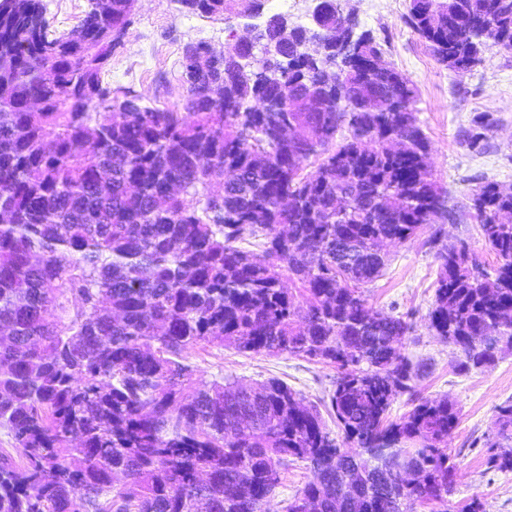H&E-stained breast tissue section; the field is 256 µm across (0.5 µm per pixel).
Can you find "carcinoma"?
<instances>
[{
  "instance_id": "obj_1",
  "label": "carcinoma",
  "mask_w": 512,
  "mask_h": 512,
  "mask_svg": "<svg viewBox=\"0 0 512 512\" xmlns=\"http://www.w3.org/2000/svg\"><path fill=\"white\" fill-rule=\"evenodd\" d=\"M185 2L226 23L245 12L244 0ZM135 6L103 0L63 34L40 0L0 6V427L16 447L0 454V512H263L297 463L312 479L286 512L446 502L456 405L417 396L421 367L395 349L411 324L361 291L382 276L385 243L453 215L414 86L369 68L384 49L368 31L335 81L298 23L272 67L188 43L182 108L148 106L102 78ZM318 7L334 59L345 18L333 0ZM405 20L450 70L512 53V0H409ZM283 23L266 14L254 44ZM370 90L386 111L369 108ZM489 123L473 120L469 148L483 149ZM470 209L500 259L494 277L465 245L429 241V327L459 372L512 346V194L484 182ZM207 346L340 375L319 404L276 378L207 385L184 363ZM405 392L416 404L389 420ZM495 424L488 464L512 472V403Z\"/></svg>"
}]
</instances>
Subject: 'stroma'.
Listing matches in <instances>:
<instances>
[{
    "label": "stroma",
    "mask_w": 512,
    "mask_h": 512,
    "mask_svg": "<svg viewBox=\"0 0 512 512\" xmlns=\"http://www.w3.org/2000/svg\"><path fill=\"white\" fill-rule=\"evenodd\" d=\"M359 30L383 43L385 58L417 90V117L431 150L433 177L452 202L461 204L452 223L423 226L416 237L389 246L381 277L365 288L374 310L411 314L414 331L398 345L411 361L423 362L417 383L421 395L455 402L458 421L448 435L456 466V484L447 502L418 507L417 512H456L459 502L477 499L485 512H512V472L488 465L485 442L495 431L496 409L512 402V349L498 352L490 367L462 374L457 351L433 335L428 313L434 299L438 265L426 244L440 233L445 244H465L473 261L494 270L498 256L486 244L468 208L469 194L480 182L512 191V54L486 51L481 64L459 73L439 64L426 43L406 24L408 0H344ZM205 41L223 50L229 41L223 20L182 8L178 0H138L122 45L103 76L113 90L131 89L147 105L179 108L185 95L180 61L187 43ZM491 119L486 147L471 150L463 133L480 114ZM196 378L205 382L238 380L254 384L277 378L306 400L315 402L335 388L338 369L302 357L241 353L231 347L196 349L187 355Z\"/></svg>",
    "instance_id": "stroma-1"
}]
</instances>
